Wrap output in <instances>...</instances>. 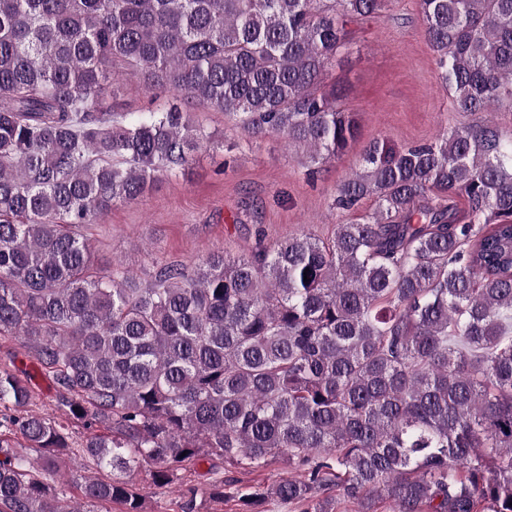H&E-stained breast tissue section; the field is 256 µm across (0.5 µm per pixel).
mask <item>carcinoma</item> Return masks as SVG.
Instances as JSON below:
<instances>
[{
	"label": "carcinoma",
	"instance_id": "carcinoma-1",
	"mask_svg": "<svg viewBox=\"0 0 512 512\" xmlns=\"http://www.w3.org/2000/svg\"><path fill=\"white\" fill-rule=\"evenodd\" d=\"M390 0H0V512H80V486L141 512L200 458L301 472L242 499L336 512H512V0H419L440 77L471 121L425 144L367 145L335 205L362 223L248 256L166 263L147 285L90 271L81 228L185 169L210 136L180 101L325 163L355 140L323 76L349 23ZM139 78L160 112L101 100ZM468 201L462 223L453 203ZM59 415L29 409L33 374ZM96 426L72 449L71 428ZM39 456L33 458L29 452ZM224 496V478L191 488Z\"/></svg>",
	"mask_w": 512,
	"mask_h": 512
}]
</instances>
